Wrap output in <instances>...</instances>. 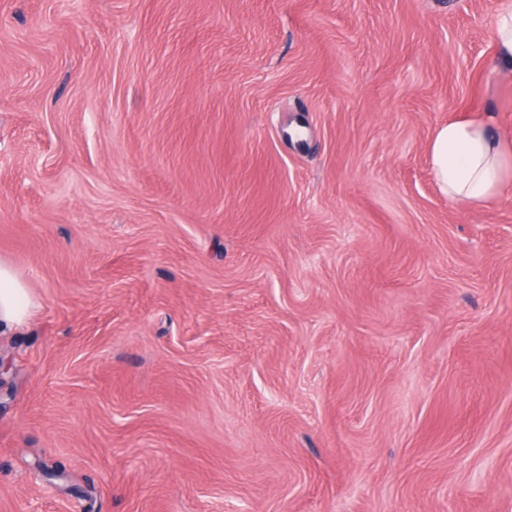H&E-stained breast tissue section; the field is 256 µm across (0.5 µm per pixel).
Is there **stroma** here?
Wrapping results in <instances>:
<instances>
[{
  "label": "stroma",
  "instance_id": "stroma-1",
  "mask_svg": "<svg viewBox=\"0 0 512 512\" xmlns=\"http://www.w3.org/2000/svg\"><path fill=\"white\" fill-rule=\"evenodd\" d=\"M498 0H0V512H512ZM430 150L435 180L452 201H489L512 177V144L485 119L439 127ZM38 306L31 289L15 269L0 261V332L23 330Z\"/></svg>",
  "mask_w": 512,
  "mask_h": 512
}]
</instances>
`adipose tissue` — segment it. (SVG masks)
<instances>
[{
  "label": "adipose tissue",
  "instance_id": "ef3b65f1",
  "mask_svg": "<svg viewBox=\"0 0 512 512\" xmlns=\"http://www.w3.org/2000/svg\"><path fill=\"white\" fill-rule=\"evenodd\" d=\"M430 150L433 175L450 200L489 201L512 179V144L504 143L487 120L448 122L435 131ZM37 306L15 269L0 261V331L23 330Z\"/></svg>",
  "mask_w": 512,
  "mask_h": 512
}]
</instances>
